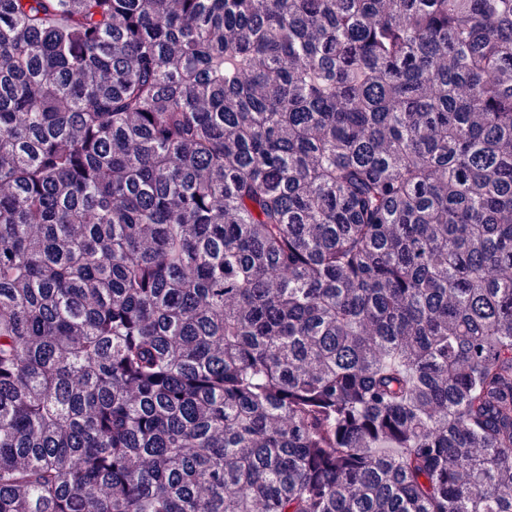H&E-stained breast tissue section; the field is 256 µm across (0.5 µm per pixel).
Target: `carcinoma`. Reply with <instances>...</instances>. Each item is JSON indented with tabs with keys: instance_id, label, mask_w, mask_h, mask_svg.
Instances as JSON below:
<instances>
[{
	"instance_id": "1",
	"label": "carcinoma",
	"mask_w": 512,
	"mask_h": 512,
	"mask_svg": "<svg viewBox=\"0 0 512 512\" xmlns=\"http://www.w3.org/2000/svg\"><path fill=\"white\" fill-rule=\"evenodd\" d=\"M0 512H512V0H0Z\"/></svg>"
}]
</instances>
